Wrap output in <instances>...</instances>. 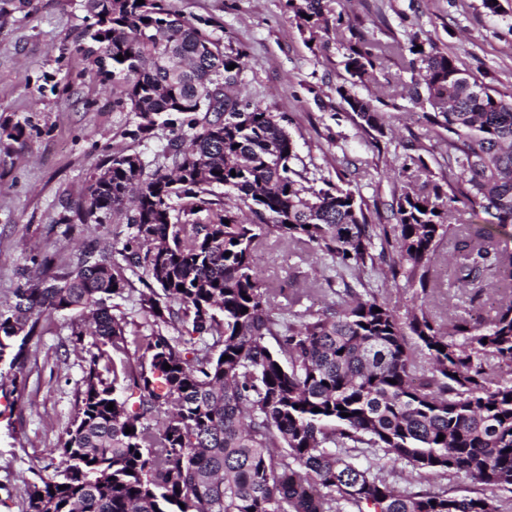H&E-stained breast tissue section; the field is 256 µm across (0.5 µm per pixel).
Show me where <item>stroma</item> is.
I'll list each match as a JSON object with an SVG mask.
<instances>
[{
	"instance_id": "1",
	"label": "stroma",
	"mask_w": 512,
	"mask_h": 512,
	"mask_svg": "<svg viewBox=\"0 0 512 512\" xmlns=\"http://www.w3.org/2000/svg\"><path fill=\"white\" fill-rule=\"evenodd\" d=\"M171 8L218 40L244 52L239 91L267 111L285 116L297 168L311 177L335 178L348 171L350 187L391 223L390 206L402 189L389 177L410 145L434 146L427 156L438 177L448 175L442 147L448 134L424 125L409 101L391 109V134L371 141L358 117L337 93L351 48L372 39L435 42L453 54L461 69L512 94V0L503 14L485 13L482 0H324L329 27L346 30L345 43L324 31L300 32L287 0H168ZM87 25L82 0H31L24 11L0 15V125L23 123L25 134L0 160V300L10 296L30 255L46 253L56 263L72 259L86 242L121 244L122 224H76L69 217L85 194L90 173L117 150L150 159L170 138L156 129L137 140L135 118L112 109V89L103 85L80 49ZM453 251L443 242L433 264L437 283L427 298L435 322L480 304L491 312L493 289L474 299L454 284L448 267ZM257 268L276 307L301 315L331 301L320 284L327 273L319 253L275 237L265 240ZM142 285L131 278L116 314L125 316L127 348L112 354L117 368H140L138 344L151 333L140 306ZM78 312L55 313L42 323L30 348L27 380L19 393L0 391V512H24L29 484L51 477L52 462L75 417L87 367L76 334ZM390 479L409 490L463 494L471 483L417 475L386 462Z\"/></svg>"
}]
</instances>
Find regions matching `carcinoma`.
<instances>
[{
    "label": "carcinoma",
    "instance_id": "1",
    "mask_svg": "<svg viewBox=\"0 0 512 512\" xmlns=\"http://www.w3.org/2000/svg\"><path fill=\"white\" fill-rule=\"evenodd\" d=\"M322 2L288 0L301 30L321 27ZM84 8V51L112 86V110L134 114L133 135L190 133L168 140L152 164L120 150L91 173L77 220H121L120 249L90 244L63 267L33 255L0 302V361L15 389L45 316L77 310L78 335L88 337L81 405L53 475L29 485L25 512H504L484 491L512 493V384L484 363L512 367V255L493 233L450 224L448 214L463 199L485 223L512 227V95L433 41L418 51L395 37L350 49V87L337 93L364 135L385 136L387 113L351 89L391 59L422 73L412 95L420 119L448 132L453 180L441 184L422 155L409 156L398 177L413 165L428 190L404 186L391 208L396 223L381 224L347 172L318 185L292 167L284 117L232 93L241 55L167 0ZM269 236L330 258L342 284L331 304L296 322L275 311L254 266ZM447 237L455 281L481 288L498 278L494 315L455 314L446 328L430 316L431 263ZM380 260L420 289V302L402 313L369 288L364 275ZM128 271L147 288L141 308L152 318L138 346L148 365L126 374L135 400L120 395L108 353L127 343L112 300L129 286ZM185 324L218 337V354L187 359L183 336L166 334ZM386 458L419 474L464 476L481 492L403 490L387 479Z\"/></svg>",
    "mask_w": 512,
    "mask_h": 512
}]
</instances>
